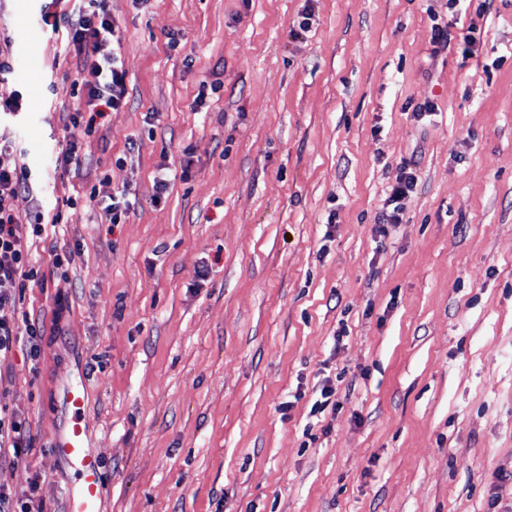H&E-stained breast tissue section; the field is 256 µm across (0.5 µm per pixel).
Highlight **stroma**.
Segmentation results:
<instances>
[{"label": "stroma", "mask_w": 512, "mask_h": 512, "mask_svg": "<svg viewBox=\"0 0 512 512\" xmlns=\"http://www.w3.org/2000/svg\"><path fill=\"white\" fill-rule=\"evenodd\" d=\"M447 3L106 0L128 103L89 134L63 127L77 58L44 0H0V94L23 99L0 139L36 182L11 205L62 211L76 252L27 295L68 297L38 365L0 371L33 438L1 487L63 512L50 439L81 382L102 512H512V0ZM433 11L480 27L469 56L433 53ZM65 137L85 161L61 175ZM408 158L403 220L380 225Z\"/></svg>", "instance_id": "35a3bbf8"}]
</instances>
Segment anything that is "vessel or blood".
Here are the masks:
<instances>
[{
	"mask_svg": "<svg viewBox=\"0 0 512 512\" xmlns=\"http://www.w3.org/2000/svg\"><path fill=\"white\" fill-rule=\"evenodd\" d=\"M59 403L66 421L53 435L51 450L55 457L66 463L73 475L64 494V512H102L104 467L98 454L90 449L82 425L86 410L84 385L63 387Z\"/></svg>",
	"mask_w": 512,
	"mask_h": 512,
	"instance_id": "b4317fda",
	"label": "vessel or blood"
}]
</instances>
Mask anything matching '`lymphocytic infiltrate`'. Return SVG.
<instances>
[{"mask_svg":"<svg viewBox=\"0 0 512 512\" xmlns=\"http://www.w3.org/2000/svg\"><path fill=\"white\" fill-rule=\"evenodd\" d=\"M61 0H50L55 11L52 28L64 32L66 47L78 57L77 78L70 95L84 99L85 110L67 113L68 125L93 131L103 112L127 105L126 72L114 51L115 28L106 8V0H84L64 10ZM17 150L11 143H0V307L24 303L29 286H45L47 276L67 278L72 262L69 251L50 244L49 271L33 264L24 246V235L35 237L46 232L41 223L22 224L10 206L11 199L32 188V173L16 161ZM47 325L44 315L23 313L21 323L0 319V364L12 354L19 342H26L31 358L43 351ZM33 447L25 420L0 407V459H21Z\"/></svg>","mask_w":512,"mask_h":512,"instance_id":"lymphocytic-infiltrate-1","label":"lymphocytic infiltrate"}]
</instances>
